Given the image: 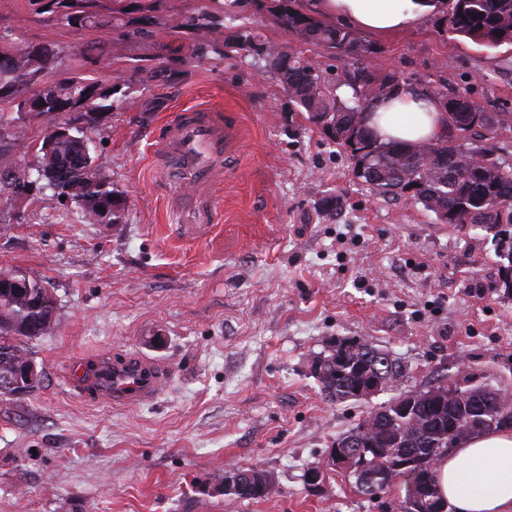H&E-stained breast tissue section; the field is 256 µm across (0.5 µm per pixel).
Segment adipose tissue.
<instances>
[{
    "label": "adipose tissue",
    "mask_w": 512,
    "mask_h": 512,
    "mask_svg": "<svg viewBox=\"0 0 512 512\" xmlns=\"http://www.w3.org/2000/svg\"><path fill=\"white\" fill-rule=\"evenodd\" d=\"M321 8L380 33L410 28L426 11L419 0H323ZM369 123L383 140L416 143L445 135L448 115L436 99L406 94L377 103ZM433 471L453 512H512L511 429L464 439Z\"/></svg>",
    "instance_id": "ef3b65f1"
}]
</instances>
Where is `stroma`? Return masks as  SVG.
I'll return each instance as SVG.
<instances>
[{"mask_svg":"<svg viewBox=\"0 0 512 512\" xmlns=\"http://www.w3.org/2000/svg\"><path fill=\"white\" fill-rule=\"evenodd\" d=\"M0 28L21 45L64 49L56 77L111 83L133 58L157 55L164 33L123 58L85 61L84 35L50 26L23 0H0ZM380 72L465 90L512 112V47L448 36L436 12L389 34ZM224 58L181 65L155 112L142 72L122 105L88 131L98 173L120 203L116 222L82 223L75 205L41 204L40 184L0 206V270L42 278L56 302L51 334L29 340L33 391L0 394V512H403L409 481L360 493L340 472L320 488L304 474L337 438L400 392L468 370L512 386V298L498 286L493 232L444 224L422 205L373 196L350 157L290 114L283 89L224 30ZM222 105L241 128L239 157L192 222L151 146L177 110ZM362 336L404 366L394 386L336 403L310 372L328 339ZM137 357L164 379L146 401L81 398L80 361ZM257 467L261 500L224 494V473Z\"/></svg>","mask_w":512,"mask_h":512,"instance_id":"obj_1","label":"stroma"}]
</instances>
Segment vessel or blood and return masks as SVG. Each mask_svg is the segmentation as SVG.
Masks as SVG:
<instances>
[{"mask_svg":"<svg viewBox=\"0 0 512 512\" xmlns=\"http://www.w3.org/2000/svg\"><path fill=\"white\" fill-rule=\"evenodd\" d=\"M237 139L236 129L226 125L210 107L183 111L168 121L164 135L156 142L157 163L167 181L192 188L191 193L175 197V209H192L211 197L224 181ZM161 378L155 364L104 358L78 365L74 384L80 396L126 404L152 398Z\"/></svg>","mask_w":512,"mask_h":512,"instance_id":"b4317fda","label":"vessel or blood"}]
</instances>
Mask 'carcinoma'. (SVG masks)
<instances>
[{
  "label": "carcinoma",
  "instance_id": "carcinoma-1",
  "mask_svg": "<svg viewBox=\"0 0 512 512\" xmlns=\"http://www.w3.org/2000/svg\"><path fill=\"white\" fill-rule=\"evenodd\" d=\"M27 8L49 15L55 25L90 34L105 27L119 31L112 43L115 53L125 47L154 37L159 25L156 12L163 0H118V6L103 12L97 0H24ZM251 8L267 11L292 40L312 45L327 56L349 63L339 85L322 69L301 56L294 48L284 49L265 40L251 19L236 10L239 3L218 14L202 5L178 16L169 26L168 36L192 35L185 47L175 42L163 45L166 56L190 65L224 55V28L231 24L239 50L258 64L262 73L271 76L288 93L298 112L319 127L333 143L343 148L355 161V176L374 195L404 198L433 213L443 222L452 217L456 224L504 223L512 226V162L503 159L506 148L492 142L488 134L497 128H512V112H488L465 93L454 91L447 100L448 133L424 143L385 142L368 124L376 102L399 95L412 78L382 75L369 60L379 53L377 47L361 40L350 27L323 22L317 15L298 7L297 0H250ZM448 24V32L464 36L474 43L495 49L512 45V0H435ZM140 17L127 22L129 13ZM10 34L0 30V93L19 92L44 97L43 111L54 112L68 105L87 101L90 112L118 109L125 94L123 87L144 70L135 65L132 74L118 75L109 86L90 77L72 76L52 79V72L63 63L62 49L54 41H45L42 57L32 56L25 47L10 45ZM351 95L338 94L341 86ZM77 141H66L56 158L49 161L37 150L36 169L67 168L84 144L92 143L86 131L75 128ZM27 131L22 126L10 133V141L0 144V168L16 162V149H29ZM41 278L32 276L33 288L25 295L0 290V350L9 351L10 359L0 362V372L21 366L28 358L25 344L33 339L30 328L37 327L47 314L46 300L39 288ZM313 362L320 363L315 378L321 390L338 403L356 400L355 390L377 378L395 383L402 376V366L389 354L364 338L337 339L317 353ZM452 396L442 401L441 385L408 390L415 397L414 406L406 411L401 395L369 415L345 435L336 439L341 446L355 438L358 448L356 467L346 473L355 487L374 495L387 489L400 477L410 478V485L420 487V503L405 500L404 512H447L441 500L430 463L453 451L460 443L458 429L464 436L475 437L512 426V401H501L504 387L493 386L474 373H465L447 383ZM414 465L396 470L400 457ZM232 481L225 495L239 499H263L269 492L254 483Z\"/></svg>",
  "mask_w": 512,
  "mask_h": 512
}]
</instances>
